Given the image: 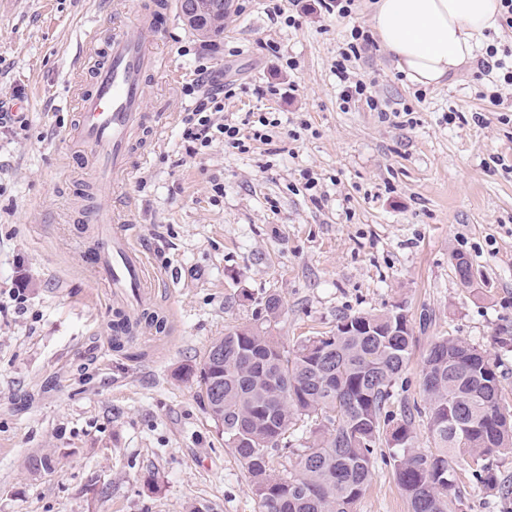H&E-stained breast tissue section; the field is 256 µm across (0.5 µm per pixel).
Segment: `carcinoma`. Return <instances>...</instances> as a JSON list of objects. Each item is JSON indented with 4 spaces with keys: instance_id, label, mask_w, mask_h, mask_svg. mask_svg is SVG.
<instances>
[{
    "instance_id": "1",
    "label": "carcinoma",
    "mask_w": 512,
    "mask_h": 512,
    "mask_svg": "<svg viewBox=\"0 0 512 512\" xmlns=\"http://www.w3.org/2000/svg\"><path fill=\"white\" fill-rule=\"evenodd\" d=\"M262 306L265 321L277 323L280 297L270 294ZM399 318L404 328L393 335L390 322ZM412 344L397 305L345 315L336 330L291 347L267 327H237L183 373L197 378L209 416L250 478L259 512H354L374 477V448L381 444L390 448L411 512H454L459 462L494 483L486 460L512 447V411L488 350L439 336L424 359L425 405L394 414V386ZM421 415L427 450L416 447ZM279 451L297 456L294 470H277Z\"/></svg>"
}]
</instances>
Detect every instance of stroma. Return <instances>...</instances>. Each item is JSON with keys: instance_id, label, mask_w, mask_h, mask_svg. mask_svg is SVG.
Segmentation results:
<instances>
[{"instance_id": "obj_1", "label": "stroma", "mask_w": 512, "mask_h": 512, "mask_svg": "<svg viewBox=\"0 0 512 512\" xmlns=\"http://www.w3.org/2000/svg\"><path fill=\"white\" fill-rule=\"evenodd\" d=\"M136 2L0 0V98L18 90L28 106L26 127L0 137V287L23 281L28 307L0 311V512H185L202 499L259 512L221 426L180 370L227 330L263 322L271 293L283 303L272 332L288 346L343 315L402 305L414 346L398 401L423 403V361L445 335L490 352L512 408V93L498 107L482 100L469 66L417 89L375 47L351 72L382 109L345 108L336 55L352 26L372 30L375 0H361L350 22L317 0H285L295 28L270 17L266 0H233L223 39L201 42L174 16L152 42L168 68L146 103L164 129L137 144L129 177L98 198L65 142L74 64L87 32L131 25ZM202 57L237 88L225 119L277 113V154L221 144L185 154L182 87ZM406 108L409 124L398 118ZM101 202L170 277L144 301L168 316L166 327L140 329L119 348L118 306L79 252ZM459 254L478 284L459 280ZM42 453L51 468L30 470ZM488 463L497 484L460 472L456 512H512V448ZM355 512H411L387 448L376 449Z\"/></svg>"}]
</instances>
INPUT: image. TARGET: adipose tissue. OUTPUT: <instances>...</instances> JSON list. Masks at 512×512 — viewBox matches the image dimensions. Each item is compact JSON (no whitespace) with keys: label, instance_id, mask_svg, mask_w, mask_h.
<instances>
[{"label":"adipose tissue","instance_id":"1","mask_svg":"<svg viewBox=\"0 0 512 512\" xmlns=\"http://www.w3.org/2000/svg\"><path fill=\"white\" fill-rule=\"evenodd\" d=\"M500 11V0H377L373 26L397 71L439 87L498 31Z\"/></svg>","mask_w":512,"mask_h":512}]
</instances>
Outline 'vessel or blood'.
Wrapping results in <instances>:
<instances>
[{"instance_id": "vessel-or-blood-1", "label": "vessel or blood", "mask_w": 512, "mask_h": 512, "mask_svg": "<svg viewBox=\"0 0 512 512\" xmlns=\"http://www.w3.org/2000/svg\"><path fill=\"white\" fill-rule=\"evenodd\" d=\"M168 10L167 0H155L149 10L137 14L133 25L114 30L105 46H97L92 38L86 42L88 51L97 52L98 61L88 89L77 97V120L68 141L94 174L89 184L93 194L121 184L134 146L159 135L164 125L162 113L145 110L147 79L163 66L162 58L149 50L147 38L160 33V21ZM96 221L103 229L82 257L90 276L111 288L121 305L125 291L139 292L159 280L161 273L146 262L122 228L110 226L106 212H99Z\"/></svg>"}]
</instances>
